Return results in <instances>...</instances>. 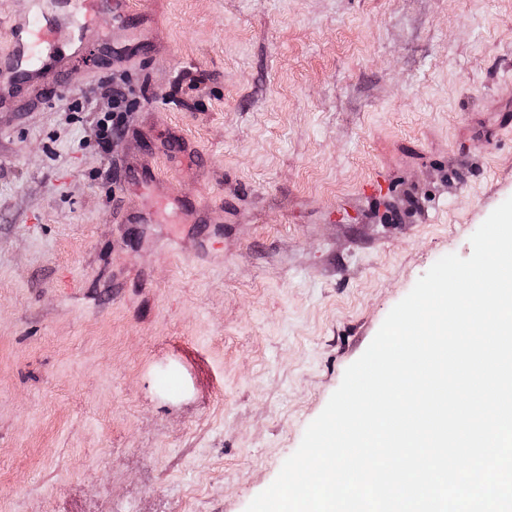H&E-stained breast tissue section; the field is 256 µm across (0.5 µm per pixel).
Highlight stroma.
<instances>
[{"instance_id":"stroma-1","label":"stroma","mask_w":512,"mask_h":512,"mask_svg":"<svg viewBox=\"0 0 512 512\" xmlns=\"http://www.w3.org/2000/svg\"><path fill=\"white\" fill-rule=\"evenodd\" d=\"M92 25L96 66L0 105V512H246L512 197V0H132L121 44ZM127 95L122 88L112 90V114L101 125L100 136L105 144L112 142L114 137L125 124L127 112Z\"/></svg>"}]
</instances>
